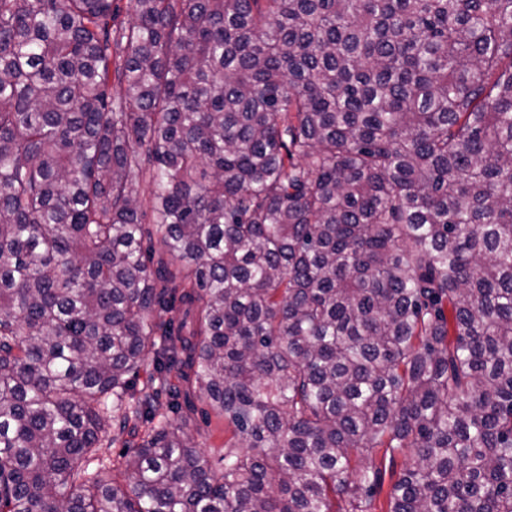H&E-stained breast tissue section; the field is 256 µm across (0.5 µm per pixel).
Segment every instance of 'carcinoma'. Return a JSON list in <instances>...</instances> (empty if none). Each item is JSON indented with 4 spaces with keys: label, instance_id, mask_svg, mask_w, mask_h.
Segmentation results:
<instances>
[{
    "label": "carcinoma",
    "instance_id": "obj_1",
    "mask_svg": "<svg viewBox=\"0 0 512 512\" xmlns=\"http://www.w3.org/2000/svg\"><path fill=\"white\" fill-rule=\"evenodd\" d=\"M130 2L0 0V512H512V0ZM195 410L186 412L183 419H186V430L194 437L197 446L209 457L217 458L223 451L224 442H231V432L224 428V420L212 413L208 406L202 402L197 393L194 398ZM201 410L209 412V419L204 421ZM376 464L384 470L385 467V475H384V482L382 486V490L380 495L377 498V511L387 510V500H388V494L391 491V485L396 479V474H398L401 471L402 463H403V457L397 456L396 457V464L393 469L394 473H392L391 468H389L388 458L382 459V453H379V455L376 457L375 460Z\"/></svg>",
    "mask_w": 512,
    "mask_h": 512
}]
</instances>
